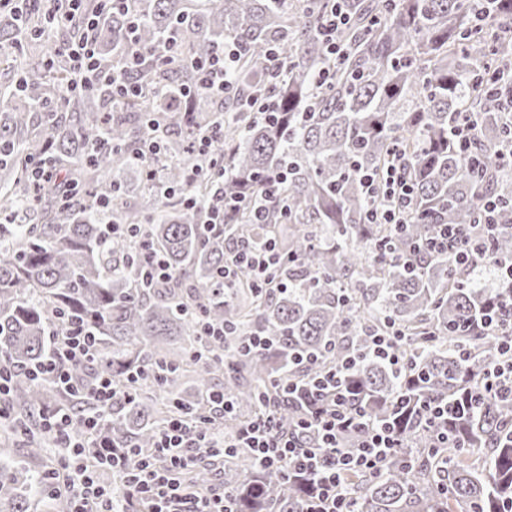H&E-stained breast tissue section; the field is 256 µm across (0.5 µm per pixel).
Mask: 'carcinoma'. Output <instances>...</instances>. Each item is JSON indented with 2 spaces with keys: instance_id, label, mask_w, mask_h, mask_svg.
Returning <instances> with one entry per match:
<instances>
[{
  "instance_id": "carcinoma-1",
  "label": "carcinoma",
  "mask_w": 512,
  "mask_h": 512,
  "mask_svg": "<svg viewBox=\"0 0 512 512\" xmlns=\"http://www.w3.org/2000/svg\"><path fill=\"white\" fill-rule=\"evenodd\" d=\"M93 30L100 67H123L125 46L139 48L127 77L140 93L113 104L112 86L66 92L70 61L52 53L19 54L0 68V366L12 374V398L0 438L18 441L26 426L25 456L0 447V512H31L35 497L66 512L48 471L29 461L51 445L36 417L65 406L72 438L83 440L81 417L94 405L93 383L112 377L119 393L90 449L106 440L153 447L174 413L209 412L213 381L235 414H255L277 400L290 428L303 408L279 395L281 381L309 382L350 356L356 369L341 387L368 419L394 427L401 447L381 472L350 471L358 512H506L512 507V399L482 396L498 359L494 337L474 329L494 290L474 275L448 267V255L411 257L415 243L441 224L474 236L483 201L501 206L494 251L512 258V176L500 172L499 150L512 143V77L487 84L512 68V0H342L351 22L337 38L346 53L326 58L318 29L331 0H129ZM65 6L39 4L17 15L0 11V44L23 32L25 46L43 45V31L69 42L85 34L84 15L101 14L87 0L82 14L62 23ZM177 59L166 63L170 37ZM239 60L227 88L186 101L196 81L192 65L219 48ZM286 64L269 82L270 49ZM274 93L277 111L257 114L250 102ZM224 113L223 148L199 153L197 140ZM475 113L477 135L461 150L450 129ZM160 146L170 194L150 180L153 160H135L144 142ZM402 156L412 185L407 223L371 224V202L360 174L380 173L392 152ZM43 160L65 171L62 181L35 192L28 178ZM146 186L131 207L125 174ZM266 199L268 218L251 223L245 210L208 224L224 197ZM105 202L101 209L96 201ZM136 229L168 268L164 280L144 277L131 239L106 234L105 224ZM275 240L285 255L279 277L287 291L258 293L246 269L239 287L224 288L225 252L234 244ZM82 324L96 339L94 360L72 368L68 388L29 375L51 350L61 318ZM224 328L215 341L199 321ZM403 333L409 367L398 373L369 351L370 336L390 325ZM250 336L266 339L247 352ZM184 342L172 353L167 344ZM164 395L162 415L153 399ZM470 404L448 418V447H436L442 427L411 414L407 404ZM483 449L479 463L472 453ZM214 473L200 466L190 484L206 488ZM224 480L238 512H300L311 484L261 470L246 448L224 461Z\"/></svg>"
}]
</instances>
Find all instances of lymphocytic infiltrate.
Masks as SVG:
<instances>
[{"label":"lymphocytic infiltrate","mask_w":512,"mask_h":512,"mask_svg":"<svg viewBox=\"0 0 512 512\" xmlns=\"http://www.w3.org/2000/svg\"><path fill=\"white\" fill-rule=\"evenodd\" d=\"M96 54V44L89 38L70 47L69 56L75 60L76 69L69 90H81L104 81L111 84L115 99L135 95L137 89L128 79L99 71ZM361 183L373 203L372 223H403L412 189L400 161L388 165L383 175H362ZM498 225L497 204L489 198L484 204L480 238H466L456 225L443 224L424 249L430 254L447 255L451 265L475 264L493 273L498 292L493 307L482 317L481 326L488 335L496 337L501 364L486 381L484 391L491 397H512V260L499 259L488 245ZM281 262L282 257L271 240L252 249H229L224 260V285L236 287L233 271L236 266L244 265L254 272L258 286H267ZM52 344L49 357L34 369L33 377L69 386L71 366L90 356V339L81 327L71 324L61 327ZM356 365V358L350 357L340 368L329 370L316 382L284 383L283 390L289 398L306 409L298 426L313 433L317 439L315 446H307L297 436L281 431L270 409L244 419L232 438L226 437L223 431L176 416L160 429L153 456L137 458L132 449H112L113 461L130 457L135 460L117 485L107 482L87 464L82 450L70 437V415L59 408L49 410L43 416V423L55 442L56 472L61 476L59 490L68 498L70 512H117L115 505L120 501L134 506L135 512H235L229 490L191 492L182 485L180 477L204 462L223 458L232 449L248 448L261 467L310 480L313 490L301 512H356L355 502L341 482L342 471L355 468L378 474L382 462L397 445L389 427L370 424L365 413L349 408L344 396L337 394L341 370H352ZM355 426L365 428L364 441L351 451L341 448V434Z\"/></svg>","instance_id":"1"}]
</instances>
